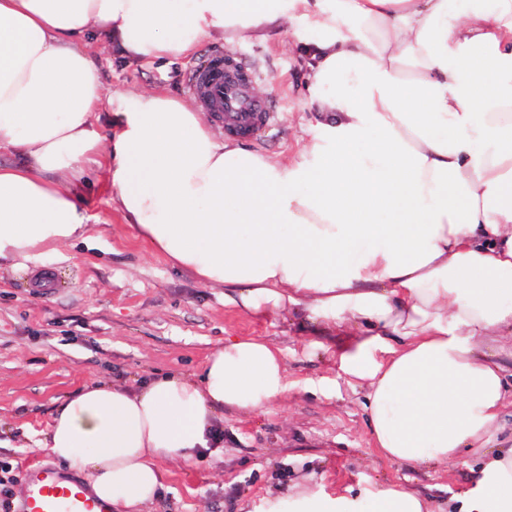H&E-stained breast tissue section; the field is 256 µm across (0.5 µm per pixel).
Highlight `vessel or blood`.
<instances>
[{
	"instance_id": "vessel-or-blood-1",
	"label": "vessel or blood",
	"mask_w": 512,
	"mask_h": 512,
	"mask_svg": "<svg viewBox=\"0 0 512 512\" xmlns=\"http://www.w3.org/2000/svg\"><path fill=\"white\" fill-rule=\"evenodd\" d=\"M186 85L202 110L227 136L257 140L266 137L276 124L275 112L251 96L247 83L226 78L223 54L210 55L204 63L192 66ZM14 512H111V508L92 494L82 480L41 465L30 470Z\"/></svg>"
}]
</instances>
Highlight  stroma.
Listing matches in <instances>:
<instances>
[{"mask_svg":"<svg viewBox=\"0 0 512 512\" xmlns=\"http://www.w3.org/2000/svg\"><path fill=\"white\" fill-rule=\"evenodd\" d=\"M277 32L228 45L208 40L169 63L130 65L95 32L84 42L104 97L158 91L190 102L184 72L213 53L233 57L278 126L256 152L294 156L318 130L307 109L309 70L296 37ZM76 193L89 217L84 240L47 253L41 265L0 268V512L33 465H54L38 447L61 403L103 380L135 388L155 376L199 377L228 338H260L283 349L289 390L252 412L225 408L220 440L190 462L158 464L160 485L143 512H262L266 496L306 484L359 495L394 486L458 512L487 460L485 449L449 463L405 465L374 448L364 384L339 375L344 337L292 307L253 315L234 290L197 283L154 251L110 201L106 167L90 166Z\"/></svg>","mask_w":512,"mask_h":512,"instance_id":"stroma-1","label":"stroma"}]
</instances>
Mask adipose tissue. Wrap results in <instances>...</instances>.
<instances>
[{"instance_id":"obj_1","label":"adipose tissue","mask_w":512,"mask_h":512,"mask_svg":"<svg viewBox=\"0 0 512 512\" xmlns=\"http://www.w3.org/2000/svg\"><path fill=\"white\" fill-rule=\"evenodd\" d=\"M356 20L341 31L338 20ZM319 137L288 161L220 139L158 92L121 97L102 150L99 72L80 40L129 63L206 38L247 41L294 23ZM0 266L82 238L71 189L104 157L112 203L155 252L245 311L304 307L358 327L339 356L367 387L373 443L405 464L448 462L499 431L512 382V0H0ZM285 357L225 341L200 380L85 385L55 410L43 449L116 512H139L162 461L208 447L224 407L288 391ZM263 512H432L392 487L362 497L295 486ZM461 512H512V447L484 465Z\"/></svg>"}]
</instances>
